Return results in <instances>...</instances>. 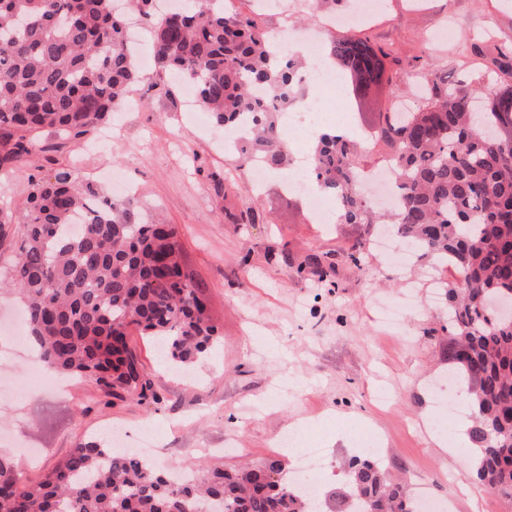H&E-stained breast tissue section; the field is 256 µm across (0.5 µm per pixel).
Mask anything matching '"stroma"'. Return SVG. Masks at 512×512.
I'll return each instance as SVG.
<instances>
[{
  "label": "stroma",
  "mask_w": 512,
  "mask_h": 512,
  "mask_svg": "<svg viewBox=\"0 0 512 512\" xmlns=\"http://www.w3.org/2000/svg\"><path fill=\"white\" fill-rule=\"evenodd\" d=\"M333 32L388 47L391 70L418 56L449 81L493 93L499 56L512 50V0H382L368 24ZM152 79L145 72L133 101L111 114L106 148L96 131L67 140L45 132L32 155L0 172V208L13 215L0 242V277L20 242L19 204L32 179L69 164L108 194L119 174L144 217L159 213L178 226L220 340L181 373L167 370L156 344L129 337L154 376L162 398L155 405L106 394L86 378H68L62 393L44 391L28 382L26 362L1 331L0 357L11 369L0 381V449L23 480H39L110 429L130 448L153 432L161 469L201 457L227 469L276 458L289 475L299 452L280 441L293 428L325 449L322 486L342 483L344 459L369 455L452 512H512V503L479 486L464 459L436 444L443 428L470 423L462 387L448 380V309L437 286L453 281V271L428 259L394 263L376 246L377 227L320 223L276 174L253 191L214 123H202L182 94L152 98ZM419 102L409 76L383 88L366 116ZM320 266L327 277L316 275ZM386 306L402 308L398 325L380 321ZM382 391L387 401H377Z\"/></svg>",
  "instance_id": "35a3bbf8"
}]
</instances>
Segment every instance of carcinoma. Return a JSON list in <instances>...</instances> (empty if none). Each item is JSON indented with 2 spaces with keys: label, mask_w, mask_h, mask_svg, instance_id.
I'll return each instance as SVG.
<instances>
[{
  "label": "carcinoma",
  "mask_w": 512,
  "mask_h": 512,
  "mask_svg": "<svg viewBox=\"0 0 512 512\" xmlns=\"http://www.w3.org/2000/svg\"><path fill=\"white\" fill-rule=\"evenodd\" d=\"M114 0H0V169L8 170L42 131L80 138L108 120L143 81ZM153 44L151 83L169 97L178 76L195 87L214 123L258 114L229 152L238 168L258 159L291 165L279 111L301 94L300 67L266 37L262 13L215 0H132ZM328 63L344 79L351 108L394 82L388 53L366 37L332 38ZM426 89L409 112L367 126L392 161L397 233L413 249L450 267L448 372L467 391L477 481L512 502V321L485 299L512 294V87L484 98L420 71ZM368 142L326 129L310 174L335 196L343 224H374L360 191ZM21 242L7 281L26 309L29 340L50 372L92 380L159 401L150 373L128 345V330L158 340L179 370L217 342L195 275L181 261L179 230L143 218L133 196H105L68 165L31 183L21 202ZM71 224L81 231L70 234ZM179 481L100 436L79 444L36 482L0 455V512H412L405 483L368 457H353L343 489L312 497L282 476V464L227 472L201 460Z\"/></svg>",
  "instance_id": "carcinoma-1"
}]
</instances>
